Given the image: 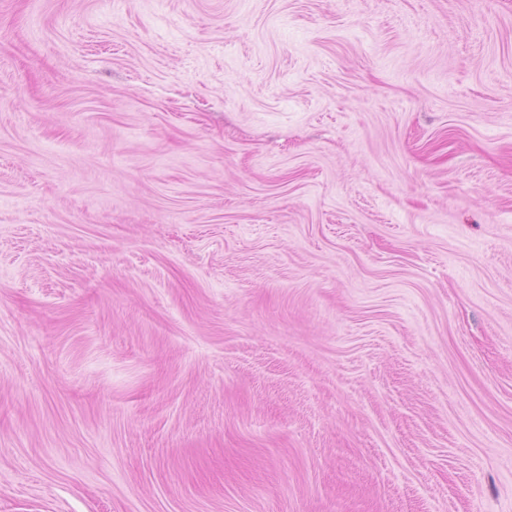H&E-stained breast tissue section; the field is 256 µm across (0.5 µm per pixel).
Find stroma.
Masks as SVG:
<instances>
[{"mask_svg":"<svg viewBox=\"0 0 512 512\" xmlns=\"http://www.w3.org/2000/svg\"><path fill=\"white\" fill-rule=\"evenodd\" d=\"M0 512H512V0H0Z\"/></svg>","mask_w":512,"mask_h":512,"instance_id":"1","label":"stroma"}]
</instances>
